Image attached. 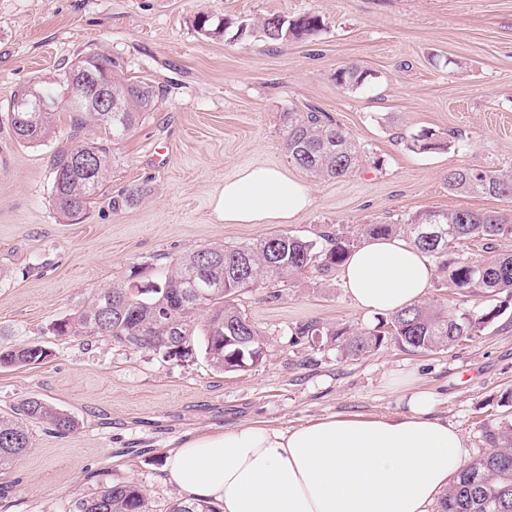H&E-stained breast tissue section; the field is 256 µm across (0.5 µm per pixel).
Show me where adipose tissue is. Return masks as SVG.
Here are the masks:
<instances>
[{"label": "adipose tissue", "instance_id": "obj_1", "mask_svg": "<svg viewBox=\"0 0 512 512\" xmlns=\"http://www.w3.org/2000/svg\"><path fill=\"white\" fill-rule=\"evenodd\" d=\"M311 203L306 183L265 163L225 180L213 213L227 224H285ZM433 276L429 256L398 237L361 244L343 267L347 294L368 315L419 301ZM467 454L430 398L412 393L391 417L201 433L168 451L164 471L185 500L220 512H432Z\"/></svg>", "mask_w": 512, "mask_h": 512}]
</instances>
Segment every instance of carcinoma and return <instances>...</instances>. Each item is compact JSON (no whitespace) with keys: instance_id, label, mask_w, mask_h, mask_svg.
I'll use <instances>...</instances> for the list:
<instances>
[{"instance_id":"obj_1","label":"carcinoma","mask_w":512,"mask_h":512,"mask_svg":"<svg viewBox=\"0 0 512 512\" xmlns=\"http://www.w3.org/2000/svg\"><path fill=\"white\" fill-rule=\"evenodd\" d=\"M194 24L204 35L221 33L227 22L197 13ZM322 21L313 13L291 20L266 16L255 23H240L236 35L260 31L268 43L304 39L319 31ZM92 71L112 87V101L122 111L99 112L81 100L40 87L49 103L44 112H7V121L22 143L53 138L60 112L70 113L73 126L92 122L104 130L98 142L61 150L53 157V205L62 217L79 220L94 204L109 178L111 145L124 139L139 122L155 111V86L125 75L120 56L97 52L83 56L68 75ZM368 72L356 65L336 70L340 86L364 85ZM283 148L297 167L314 178L340 179L350 174L360 158V145L334 117L310 106L305 112L283 113ZM86 155L92 168L80 169L74 157ZM448 188L455 192L512 199V171H482L459 167L448 172ZM399 236L431 257L439 259L437 271L448 287L460 294L507 293L512 299V255L496 253L497 241L512 236V212L474 210H423L394 224H366L361 236ZM472 239L494 253L482 263L448 257V245ZM360 243V236L347 235L333 226L309 239L288 232L275 233L241 246L220 243L203 246L189 254L160 264H137L121 281L97 289L86 305L55 323L59 336H111L136 348L158 351L169 358L200 342L210 365L233 371L262 361L260 331L235 304L239 292L257 288L265 279L282 284L311 268L328 277L341 267ZM494 305L473 313L450 315L434 302H418L386 316L372 330H329L316 322L298 327L294 342L337 343L345 357H358L379 349L387 340L413 351L448 348L471 339L503 312ZM204 311L201 322L195 314ZM49 350L38 342L0 348V365L38 364ZM46 423L58 433L75 426L69 415L49 402L30 397L0 417V468L12 465L31 446L29 425ZM486 452L468 463L450 482L442 500V512H512V428L489 427ZM71 512H151L147 494L132 483L106 484L95 495L80 498ZM169 512H220L206 502L176 500Z\"/></svg>"}]
</instances>
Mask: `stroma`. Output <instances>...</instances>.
<instances>
[{"label": "stroma", "instance_id": "stroma-1", "mask_svg": "<svg viewBox=\"0 0 512 512\" xmlns=\"http://www.w3.org/2000/svg\"><path fill=\"white\" fill-rule=\"evenodd\" d=\"M231 19L221 35L193 26L197 12ZM319 15L317 35L268 44L240 39L238 22ZM122 56L128 76L152 82L158 108L112 147L108 184L80 222L52 202L53 155L103 137L61 117L45 143L18 142L4 116L20 86L62 85L90 52ZM367 71L357 89L338 68ZM314 105L363 149L340 180L307 178L282 147V115ZM431 133L435 149L417 151ZM274 163L306 180L313 204L285 225L224 224L213 191L240 168ZM512 170V0H0V344L41 342L43 362L0 368V416L37 396L70 415L72 431L31 426L32 445L0 470V512H70L105 483L133 482L153 512L179 492L164 478L167 451L202 432L245 423L290 428L329 416H393L406 390L433 395L435 414L486 450V426L512 420V300L479 336L449 349L393 343L346 358L335 345L293 344L308 322L373 328L341 273L309 270L288 284L240 293L261 331L256 367L223 372L202 348L183 360L109 336H56L50 328L95 289L136 263L202 246L236 245L329 224L349 235L434 209L508 211L512 201L449 190V170ZM140 188L134 204L125 189Z\"/></svg>", "mask_w": 512, "mask_h": 512}]
</instances>
